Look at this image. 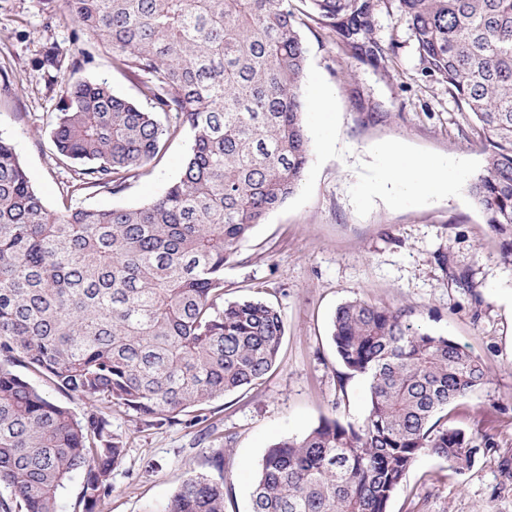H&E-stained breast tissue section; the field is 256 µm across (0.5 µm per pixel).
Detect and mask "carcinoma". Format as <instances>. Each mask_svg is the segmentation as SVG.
Listing matches in <instances>:
<instances>
[{
  "mask_svg": "<svg viewBox=\"0 0 512 512\" xmlns=\"http://www.w3.org/2000/svg\"><path fill=\"white\" fill-rule=\"evenodd\" d=\"M68 0L113 67L142 77L147 106L106 80L70 85L50 123L71 192L115 194L187 126L179 179L150 202L53 213L0 138V512H63L67 482L96 512L125 456L112 407L174 420L262 379L284 336L260 298L224 301V267L282 206L311 161L303 18L354 48L380 0ZM424 70L448 83L485 144L470 184L512 263V0H398ZM330 339L346 376L368 380L358 428L324 419L272 443L250 512H386L419 455L463 473L480 445L441 421L488 371L407 313L355 298ZM25 369L89 402L77 416ZM161 512H225L224 482L185 479Z\"/></svg>",
  "mask_w": 512,
  "mask_h": 512,
  "instance_id": "1",
  "label": "carcinoma"
}]
</instances>
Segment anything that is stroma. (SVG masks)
<instances>
[{"mask_svg":"<svg viewBox=\"0 0 512 512\" xmlns=\"http://www.w3.org/2000/svg\"><path fill=\"white\" fill-rule=\"evenodd\" d=\"M305 93L310 101L306 177L258 225L238 264L224 270V298L259 296L276 307L284 336L273 368L250 388L213 400L203 420L145 425L124 409L112 428L126 454L97 512H157L191 474L223 478L226 512H250V491L273 442L299 437L321 419L360 426L368 382L348 377L330 339L331 318L352 298L409 310L415 325L448 337L489 373L480 390L448 409L449 426L486 438L475 465L457 473L421 455L387 512H512V264L469 186L485 163L468 112L440 77L423 69L398 0L375 12L373 56L308 21ZM56 65H48V51ZM105 79L141 101L139 77L112 66L74 22L67 0H0V136L10 140L47 208L65 203L135 207L176 180L193 135L181 129L146 174L117 194L65 199L69 171L50 141V122L70 84ZM388 144L449 169L450 191L432 196L393 182ZM223 452L224 468L211 464Z\"/></svg>","mask_w":512,"mask_h":512,"instance_id":"stroma-1","label":"stroma"}]
</instances>
